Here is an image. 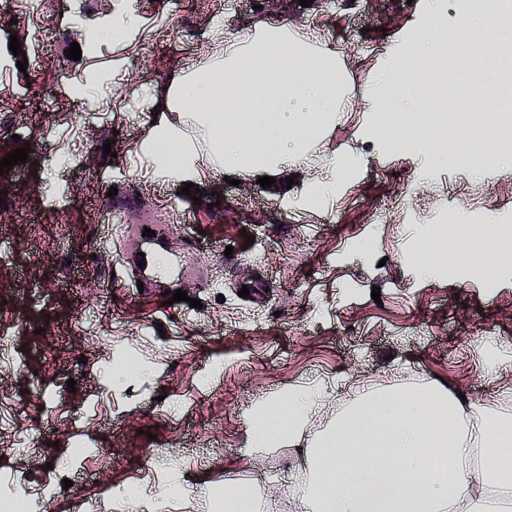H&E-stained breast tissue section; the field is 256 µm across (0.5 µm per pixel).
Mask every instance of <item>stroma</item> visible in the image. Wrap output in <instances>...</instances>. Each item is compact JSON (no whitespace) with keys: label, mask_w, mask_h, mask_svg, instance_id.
Segmentation results:
<instances>
[{"label":"stroma","mask_w":512,"mask_h":512,"mask_svg":"<svg viewBox=\"0 0 512 512\" xmlns=\"http://www.w3.org/2000/svg\"><path fill=\"white\" fill-rule=\"evenodd\" d=\"M259 3L128 0L125 37L74 61L65 0H42L54 42L26 71L0 73L4 150L31 149L0 176V339L19 360L0 370V409L12 419L0 432V472L17 494L34 481L55 486L51 512H77L89 496L100 512H127L122 488H138L146 506L169 483L184 490L166 512H214L227 485L260 491L267 512H298L295 492L311 477L302 449L278 438L253 450L250 424L256 406L297 386L329 393L310 436L363 394L432 380L512 415V371L487 373L478 356L493 341L512 344V269L489 288L469 271L425 276L417 258L424 228L443 213L512 219V154L495 152L475 171L402 150L358 99L337 113L319 161L289 170L286 192L253 174L233 186L207 168L196 204L143 158L170 75L201 59L214 17L229 38ZM424 3L355 0L327 13L288 0L283 18L340 44L363 90L395 66L390 36L414 26ZM92 69L109 80L82 89ZM39 93L54 111L36 110ZM102 105L111 113L97 114ZM333 156L350 167L334 194L308 201L307 184ZM142 212L167 227L150 246L125 235ZM147 247L181 259L176 285L201 308L138 289L127 258ZM244 287L249 297H239ZM241 310L264 319L228 327ZM126 357L134 370L114 381ZM22 440L37 456L20 454Z\"/></svg>","instance_id":"obj_1"}]
</instances>
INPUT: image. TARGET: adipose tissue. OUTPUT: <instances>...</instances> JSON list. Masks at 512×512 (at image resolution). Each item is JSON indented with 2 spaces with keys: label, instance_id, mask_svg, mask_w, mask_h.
<instances>
[{
  "label": "adipose tissue",
  "instance_id": "1",
  "mask_svg": "<svg viewBox=\"0 0 512 512\" xmlns=\"http://www.w3.org/2000/svg\"><path fill=\"white\" fill-rule=\"evenodd\" d=\"M460 18L425 9L413 36L391 38L398 64L383 73L367 99L372 111H404L462 27L496 26L499 43L512 45V17L489 0H471ZM205 59L175 72L161 109L178 122L159 121L142 142L160 176H201L202 160L225 171L277 175L295 167L318 144L352 89L342 52L287 21L257 18L228 39L222 25L210 32ZM201 132L194 143L187 127ZM320 388L295 387L255 409L251 445L274 437L303 443L312 477L297 491L299 512H473L487 492L512 487V465L501 448L505 418L436 384L361 396L325 433L303 440ZM456 461L454 471L443 463Z\"/></svg>",
  "mask_w": 512,
  "mask_h": 512
}]
</instances>
